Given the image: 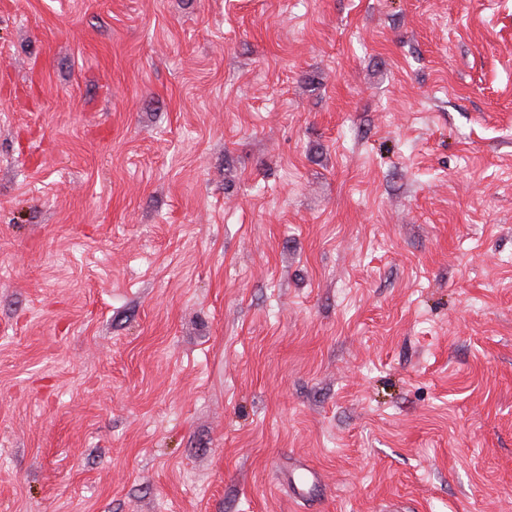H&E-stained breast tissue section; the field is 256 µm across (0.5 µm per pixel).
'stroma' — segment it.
Returning a JSON list of instances; mask_svg holds the SVG:
<instances>
[{"label": "stroma", "mask_w": 512, "mask_h": 512, "mask_svg": "<svg viewBox=\"0 0 512 512\" xmlns=\"http://www.w3.org/2000/svg\"><path fill=\"white\" fill-rule=\"evenodd\" d=\"M512 512V0H0V512Z\"/></svg>", "instance_id": "1"}]
</instances>
